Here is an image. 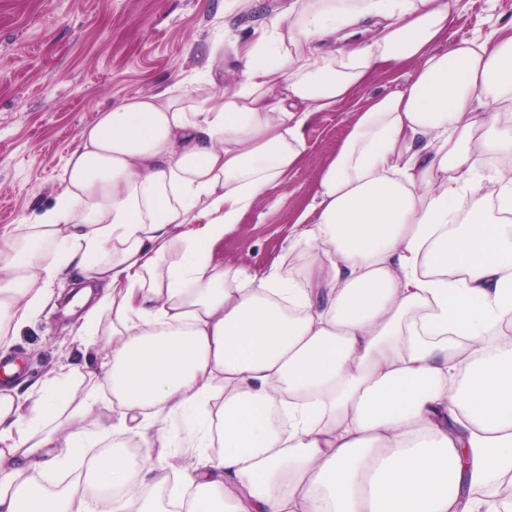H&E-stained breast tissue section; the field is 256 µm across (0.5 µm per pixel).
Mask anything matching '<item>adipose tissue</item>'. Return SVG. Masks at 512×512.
Wrapping results in <instances>:
<instances>
[{
  "instance_id": "ef3b65f1",
  "label": "adipose tissue",
  "mask_w": 512,
  "mask_h": 512,
  "mask_svg": "<svg viewBox=\"0 0 512 512\" xmlns=\"http://www.w3.org/2000/svg\"><path fill=\"white\" fill-rule=\"evenodd\" d=\"M459 2L278 0L223 96H135L81 130L55 205L0 245V347L73 267L102 359L0 385V512H152L187 413L199 454L163 512H512V167L478 174L512 155V23L448 42ZM409 64L296 221L328 266L299 276L289 250L227 282L213 247L309 122Z\"/></svg>"
}]
</instances>
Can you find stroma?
Segmentation results:
<instances>
[{
	"mask_svg": "<svg viewBox=\"0 0 512 512\" xmlns=\"http://www.w3.org/2000/svg\"><path fill=\"white\" fill-rule=\"evenodd\" d=\"M263 18L251 0H0V233L55 204L64 162L98 112L168 88L220 94L239 81L229 38L252 34ZM511 22L512 0H461L448 39H479ZM413 73L374 74L316 115L302 161L225 234L217 268L229 277L270 271L357 112ZM77 325L61 303L35 312L6 353L19 379L34 382L63 361Z\"/></svg>",
	"mask_w": 512,
	"mask_h": 512,
	"instance_id": "obj_1",
	"label": "stroma"
}]
</instances>
